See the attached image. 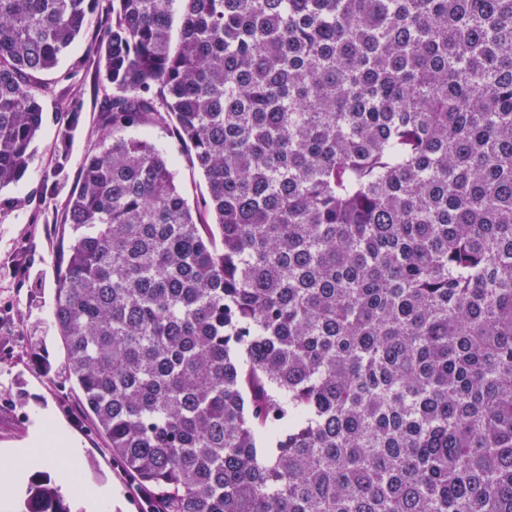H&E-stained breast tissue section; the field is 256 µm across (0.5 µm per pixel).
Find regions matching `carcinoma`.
I'll use <instances>...</instances> for the list:
<instances>
[{
  "instance_id": "obj_1",
  "label": "carcinoma",
  "mask_w": 512,
  "mask_h": 512,
  "mask_svg": "<svg viewBox=\"0 0 512 512\" xmlns=\"http://www.w3.org/2000/svg\"><path fill=\"white\" fill-rule=\"evenodd\" d=\"M90 15L53 316L112 460L170 512H512V0H0V189ZM138 137H145L163 149L174 161L178 169L180 187L190 203H193L201 194L206 193V183L200 174L192 170L179 153L175 142L160 126L140 127L131 132Z\"/></svg>"
}]
</instances>
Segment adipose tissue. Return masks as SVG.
<instances>
[{
	"label": "adipose tissue",
	"instance_id": "ef3b65f1",
	"mask_svg": "<svg viewBox=\"0 0 512 512\" xmlns=\"http://www.w3.org/2000/svg\"><path fill=\"white\" fill-rule=\"evenodd\" d=\"M82 453L77 442L49 423H37L28 444L23 448H0V485L15 487L37 468L63 469L67 489L80 502L85 512H106L112 499L109 488H84L80 479L65 471L64 465Z\"/></svg>",
	"mask_w": 512,
	"mask_h": 512
}]
</instances>
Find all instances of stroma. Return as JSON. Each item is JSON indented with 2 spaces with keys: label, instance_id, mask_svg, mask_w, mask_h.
Returning a JSON list of instances; mask_svg holds the SVG:
<instances>
[{
  "label": "stroma",
  "instance_id": "35a3bbf8",
  "mask_svg": "<svg viewBox=\"0 0 512 512\" xmlns=\"http://www.w3.org/2000/svg\"><path fill=\"white\" fill-rule=\"evenodd\" d=\"M87 48L86 38L78 40L49 75L43 97L47 120L34 144V160L23 180L4 190L23 204L0 210V448L24 447L36 418L48 416L82 446L77 467L83 478L111 488L112 512H139L140 503L113 461L106 438L91 430L77 393L66 381L65 350L53 322L56 274L71 233L62 222L67 193L84 156L102 139L99 111L105 91L95 68L87 64ZM72 71L77 77L71 82L66 75ZM75 87L81 91L84 112L74 133L66 183L57 193L36 198L35 190L55 165L52 144L60 101ZM135 134L174 161L188 201L205 193V181L161 127H141Z\"/></svg>",
  "mask_w": 512,
  "mask_h": 512
}]
</instances>
